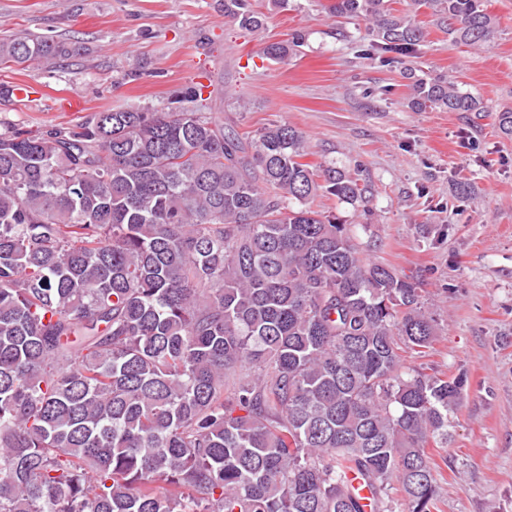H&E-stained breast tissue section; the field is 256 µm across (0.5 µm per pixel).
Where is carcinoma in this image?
<instances>
[{"label": "carcinoma", "mask_w": 512, "mask_h": 512, "mask_svg": "<svg viewBox=\"0 0 512 512\" xmlns=\"http://www.w3.org/2000/svg\"><path fill=\"white\" fill-rule=\"evenodd\" d=\"M414 5L457 43L494 37L487 0ZM329 12L365 21L382 63L426 36L387 0ZM224 18L266 15L224 0ZM78 50L15 36L0 62ZM410 90L483 111L446 77ZM199 96L0 132V512H439L432 450L464 380L407 365L438 335L421 281L314 209L364 190L303 162L301 131L247 142Z\"/></svg>", "instance_id": "cac0c4a2"}]
</instances>
